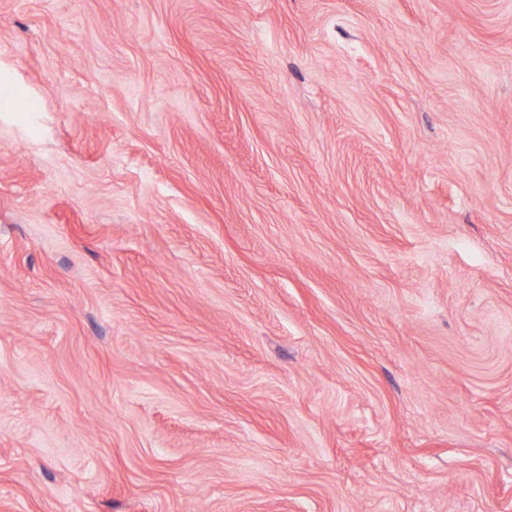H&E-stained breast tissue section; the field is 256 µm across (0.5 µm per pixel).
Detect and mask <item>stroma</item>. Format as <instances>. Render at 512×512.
Masks as SVG:
<instances>
[{"instance_id": "1", "label": "stroma", "mask_w": 512, "mask_h": 512, "mask_svg": "<svg viewBox=\"0 0 512 512\" xmlns=\"http://www.w3.org/2000/svg\"><path fill=\"white\" fill-rule=\"evenodd\" d=\"M0 512H512V0H0Z\"/></svg>"}]
</instances>
